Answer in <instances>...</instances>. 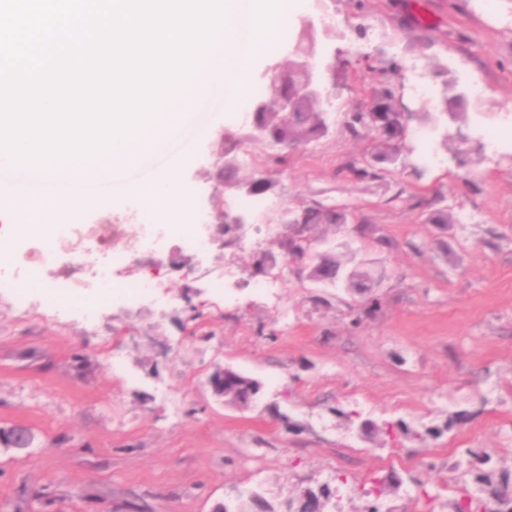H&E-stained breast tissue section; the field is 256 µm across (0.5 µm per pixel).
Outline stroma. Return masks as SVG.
Returning <instances> with one entry per match:
<instances>
[{"label": "stroma", "mask_w": 512, "mask_h": 512, "mask_svg": "<svg viewBox=\"0 0 512 512\" xmlns=\"http://www.w3.org/2000/svg\"><path fill=\"white\" fill-rule=\"evenodd\" d=\"M348 41L317 37L337 51L330 129L288 150L287 169L251 210L252 227L225 235L204 255L178 248L155 271L172 287L166 312L130 304L121 290L145 270L117 274L106 317L85 321L83 294L66 316L20 313L0 295V426L22 422L38 435L25 451L0 445V512H211L235 506L239 491L270 501L343 478L340 512H362V488L396 474L385 512H427L416 481L451 512L455 463L464 449L488 448L492 467H512V158L489 157L482 126L512 128V0H333ZM379 34L358 39V26ZM483 84L460 109L462 139L442 132L418 141L407 129L394 177L355 182L342 166L362 159L377 134L351 137L346 113L383 81L400 86L413 109L417 84L442 103L445 83ZM212 139L197 141L183 179L187 209L155 206L154 224H191L208 209L199 181L214 163ZM422 192L423 204L413 195ZM321 201L346 208L345 224H322L347 266L365 263L380 279L381 306L351 327L366 299L314 288L305 263L288 262L276 297L259 294L256 267L279 234L275 215ZM447 209L451 224L430 223ZM232 288L214 282L228 261ZM256 379L247 408L224 405L209 387L219 368ZM170 397H163V390ZM470 420L456 423L457 414ZM371 422V430L360 421ZM408 435L387 437L384 423Z\"/></svg>", "instance_id": "obj_1"}]
</instances>
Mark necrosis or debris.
<instances>
[{
  "label": "necrosis or debris",
  "mask_w": 512,
  "mask_h": 512,
  "mask_svg": "<svg viewBox=\"0 0 512 512\" xmlns=\"http://www.w3.org/2000/svg\"><path fill=\"white\" fill-rule=\"evenodd\" d=\"M74 250L68 266H61L59 249L54 244L34 243L29 252L16 256L9 270H0V286L14 288L18 302H26L23 287L34 268L55 272L51 287L43 289L40 297L46 305L60 306L70 300L76 289H84L91 301L82 308L83 316L91 322L103 318L104 312L97 301L101 286L111 284L112 267L131 258L146 261L165 247L163 230L155 224L136 225L133 233H125L123 221L112 224L111 234H92L84 225L76 224L70 230Z\"/></svg>",
  "instance_id": "necrosis-or-debris-1"
}]
</instances>
